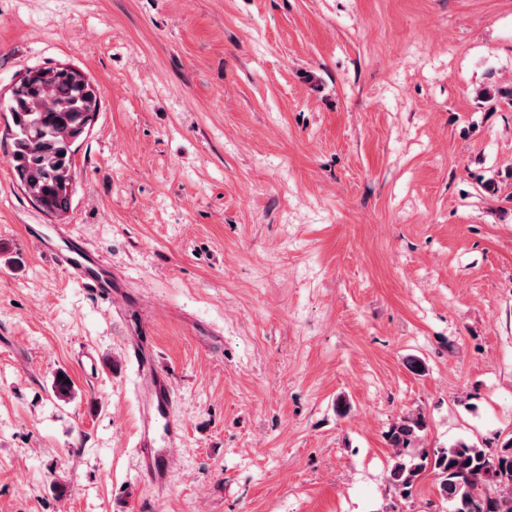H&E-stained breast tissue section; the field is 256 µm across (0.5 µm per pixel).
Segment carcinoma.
Returning a JSON list of instances; mask_svg holds the SVG:
<instances>
[{
  "label": "carcinoma",
  "mask_w": 512,
  "mask_h": 512,
  "mask_svg": "<svg viewBox=\"0 0 512 512\" xmlns=\"http://www.w3.org/2000/svg\"><path fill=\"white\" fill-rule=\"evenodd\" d=\"M478 97L512 103V87L483 89ZM6 108L12 131L4 145L15 180L43 212L62 215L75 192L74 146L98 109L91 81L72 68H43L10 93ZM425 425L423 414L412 413L387 432L395 458L389 483L400 496H410L419 476L430 471L451 512H512V439L493 452L464 441L429 451L417 447Z\"/></svg>",
  "instance_id": "1"
}]
</instances>
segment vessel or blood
Listing matches in <instances>:
<instances>
[{"instance_id": "obj_1", "label": "vessel or blood", "mask_w": 512, "mask_h": 512, "mask_svg": "<svg viewBox=\"0 0 512 512\" xmlns=\"http://www.w3.org/2000/svg\"><path fill=\"white\" fill-rule=\"evenodd\" d=\"M48 256L56 269L71 275L81 287L90 289L97 300L111 302L112 276L105 262L77 237H67L63 244L48 247ZM142 338L127 340L125 355L137 364L141 380L139 401L141 430L136 449L138 472L143 481L165 489L172 468L179 460L181 425L171 416L173 391L166 375L144 355Z\"/></svg>"}]
</instances>
